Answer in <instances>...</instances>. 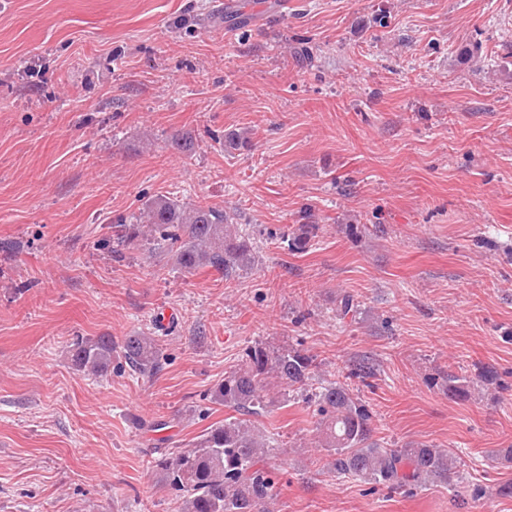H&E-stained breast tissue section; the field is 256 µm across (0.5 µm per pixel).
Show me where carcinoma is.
<instances>
[{
    "label": "carcinoma",
    "instance_id": "obj_1",
    "mask_svg": "<svg viewBox=\"0 0 512 512\" xmlns=\"http://www.w3.org/2000/svg\"><path fill=\"white\" fill-rule=\"evenodd\" d=\"M252 146V131L224 135V151ZM136 224L115 226L116 240L145 236L165 244L174 264L190 272L210 267L229 280L255 262V247L247 225L234 214L202 204H186L167 196L148 199ZM320 225L301 224L288 244L300 251L318 235ZM139 373L159 367L162 351L157 341L144 334L125 338L116 346L108 336L81 338L74 343L77 370L91 376L108 372L116 357ZM322 361L300 349L256 346L245 361L224 376L213 399L241 414L210 429L191 447L160 462L170 487L183 497V512H272L274 481L267 460L273 443L249 420L276 398L270 391L306 392ZM495 372L482 369L477 380L448 372V397L468 398L474 382L493 384ZM322 415L321 447L327 452V468L338 477L355 476L375 485L416 490L428 484L446 483L457 474L458 458L451 452L424 443L388 448L375 438L373 415L354 397L349 384L330 382L311 394Z\"/></svg>",
    "mask_w": 512,
    "mask_h": 512
}]
</instances>
